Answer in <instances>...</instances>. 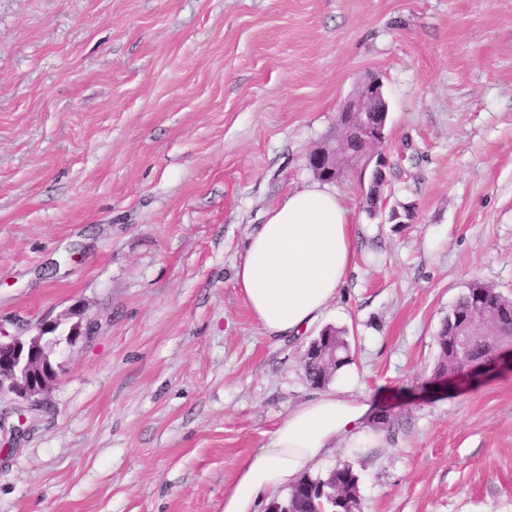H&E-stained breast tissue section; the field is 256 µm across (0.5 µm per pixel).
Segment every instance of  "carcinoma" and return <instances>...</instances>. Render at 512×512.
Here are the masks:
<instances>
[{"label":"carcinoma","mask_w":512,"mask_h":512,"mask_svg":"<svg viewBox=\"0 0 512 512\" xmlns=\"http://www.w3.org/2000/svg\"><path fill=\"white\" fill-rule=\"evenodd\" d=\"M490 302L496 305L494 323L512 327V298L479 280L470 282L466 291L456 300L437 336L439 357L433 375L443 374L453 362V345L448 336L451 322L470 316L477 306ZM326 335L329 346L336 349V362L325 370L314 364H303L308 382L312 385L317 383L321 388L349 362V344L345 331L328 327ZM304 481V487L290 488L284 498L287 512H363L358 494V476L351 467L334 469L325 478L307 475Z\"/></svg>","instance_id":"carcinoma-1"}]
</instances>
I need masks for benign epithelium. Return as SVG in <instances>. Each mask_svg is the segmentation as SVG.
<instances>
[{
  "instance_id": "1",
  "label": "benign epithelium",
  "mask_w": 512,
  "mask_h": 512,
  "mask_svg": "<svg viewBox=\"0 0 512 512\" xmlns=\"http://www.w3.org/2000/svg\"><path fill=\"white\" fill-rule=\"evenodd\" d=\"M380 113L381 121L372 123L368 115ZM387 104L382 85L374 79L365 84L356 95L342 106L337 122L343 129L344 142L359 140L363 145L375 148L380 144L378 136L386 124ZM357 158V154L346 149L340 150L336 140H326L318 144L308 156L311 170L335 180L345 167ZM65 320L58 318L38 328L35 335L28 338L3 334L0 338V397L10 396L15 400L14 413L17 423L13 424L6 446L27 432L26 413L43 407L46 397L58 378L60 364L43 365L38 350L43 342L59 346L71 345L77 341L80 329L75 326L64 328ZM455 365L452 373L439 379L442 385L450 382L462 385L479 368L480 362L471 357L473 344L480 342L488 350V358L497 365H507L512 369V331H502L497 327L487 328L473 321L464 320L454 330Z\"/></svg>"
}]
</instances>
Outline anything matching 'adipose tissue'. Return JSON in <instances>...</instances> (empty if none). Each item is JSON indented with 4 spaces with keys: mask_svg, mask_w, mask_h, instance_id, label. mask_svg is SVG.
<instances>
[{
    "mask_svg": "<svg viewBox=\"0 0 512 512\" xmlns=\"http://www.w3.org/2000/svg\"><path fill=\"white\" fill-rule=\"evenodd\" d=\"M349 217L335 191L314 185L288 194L248 238L235 283L268 337L302 336L343 285L353 258ZM371 404L350 382L289 411L264 448L246 462L224 512H258L263 496L295 483L341 441L357 444Z\"/></svg>",
    "mask_w": 512,
    "mask_h": 512,
    "instance_id": "1",
    "label": "adipose tissue"
}]
</instances>
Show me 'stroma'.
Segmentation results:
<instances>
[{
  "mask_svg": "<svg viewBox=\"0 0 512 512\" xmlns=\"http://www.w3.org/2000/svg\"><path fill=\"white\" fill-rule=\"evenodd\" d=\"M373 75L385 139L332 184L354 263L307 333L269 339L244 242ZM475 279L512 298V0H0V331L97 325L0 451V512H224L314 396L329 326L351 357L330 388L353 375L396 424L315 475L352 467L363 512H512V373L430 381ZM325 330L329 346L336 348V362L325 370L318 369L314 364L303 363V370L308 382L317 389L324 387L334 374L349 362V344L345 338V331L334 327H326ZM330 347H324L320 341H314L310 343L306 354L314 357L316 361H324L334 354ZM317 382L319 385L315 386Z\"/></svg>",
  "mask_w": 512,
  "mask_h": 512,
  "instance_id": "stroma-1",
  "label": "stroma"
}]
</instances>
